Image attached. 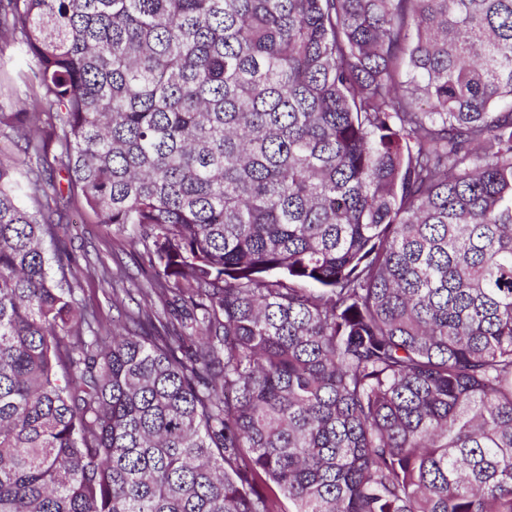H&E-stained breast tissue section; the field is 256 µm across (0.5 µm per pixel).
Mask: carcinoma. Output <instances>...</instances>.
Returning <instances> with one entry per match:
<instances>
[{
    "mask_svg": "<svg viewBox=\"0 0 512 512\" xmlns=\"http://www.w3.org/2000/svg\"><path fill=\"white\" fill-rule=\"evenodd\" d=\"M9 49L0 512H512V0H0ZM80 204L64 203L61 206L60 222L63 232L73 252L79 256L80 264L77 281L68 274L70 283L78 288L79 298L83 303L98 313L104 326L125 321V314L137 311V284L141 280L136 264L130 258L132 248L123 234L116 231L113 225L100 224L92 213L84 211ZM87 255L92 265L101 268V264L113 270L117 264L126 267L128 278L116 279L110 286L100 282L97 276H88L85 261ZM112 289L125 299V308L112 307ZM129 292L136 300L131 301L125 296Z\"/></svg>",
    "mask_w": 512,
    "mask_h": 512,
    "instance_id": "carcinoma-1",
    "label": "carcinoma"
}]
</instances>
